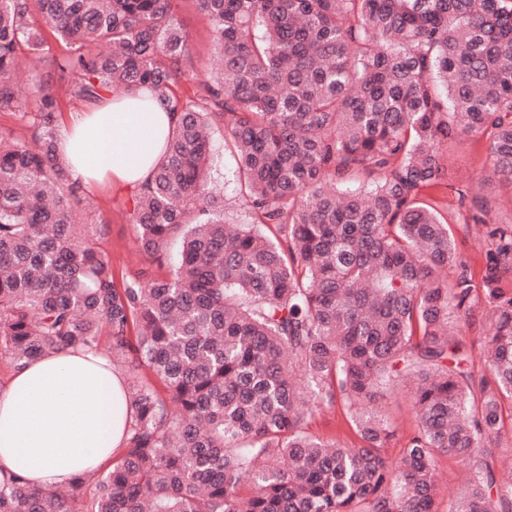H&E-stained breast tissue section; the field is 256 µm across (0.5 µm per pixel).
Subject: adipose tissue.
<instances>
[{"instance_id":"1","label":"adipose tissue","mask_w":512,"mask_h":512,"mask_svg":"<svg viewBox=\"0 0 512 512\" xmlns=\"http://www.w3.org/2000/svg\"><path fill=\"white\" fill-rule=\"evenodd\" d=\"M173 126L160 103L117 92L61 126L58 156L71 182L135 193L150 180ZM124 382L105 354L82 348L15 367L0 382V469L48 487L103 467L134 414Z\"/></svg>"}]
</instances>
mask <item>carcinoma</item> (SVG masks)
<instances>
[{
	"instance_id": "obj_1",
	"label": "carcinoma",
	"mask_w": 512,
	"mask_h": 512,
	"mask_svg": "<svg viewBox=\"0 0 512 512\" xmlns=\"http://www.w3.org/2000/svg\"><path fill=\"white\" fill-rule=\"evenodd\" d=\"M175 2L0 0V111L33 130L28 144L0 129V362L102 348L134 408L110 469L66 488L13 474L0 512H440L442 454L468 470L446 512H512L489 462L512 420V225L488 231L477 284L422 197L443 146L473 133L512 185V0H194L218 68L188 97ZM44 24L73 48L53 59L71 98L147 90L174 114L132 211L145 256L180 240L166 276L116 281L78 225L58 96L15 82ZM219 121L248 197L235 230L212 178ZM460 206L484 224L493 201ZM480 303L477 378L448 321ZM401 385L417 424L393 463L385 404ZM338 400L357 446L305 431Z\"/></svg>"
}]
</instances>
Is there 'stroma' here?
<instances>
[{"label": "stroma", "instance_id": "stroma-1", "mask_svg": "<svg viewBox=\"0 0 512 512\" xmlns=\"http://www.w3.org/2000/svg\"><path fill=\"white\" fill-rule=\"evenodd\" d=\"M177 15L188 36L190 53L181 67L187 78L178 88L180 94L190 95L196 89L195 75L204 73L214 54L210 26L198 12L193 0H177ZM215 147L222 157L220 171L224 177L225 217L228 223L241 224L247 219V200L233 175L235 157L230 141L222 131L214 133ZM444 175L439 185L426 189V196L446 204L450 211H457L460 194H487L495 199L491 213L494 222H512V189L498 181L489 179L488 141L481 136H464L448 144L443 152ZM81 222L87 230L96 234L100 251L109 260L116 279L133 277L138 272L147 276L165 275L179 248L178 241H170L163 250L161 261L142 257L138 252L137 229L130 221L132 196L121 190L85 188ZM453 238L458 252L467 262L474 278H481L485 266L489 242L486 228L481 224L457 219L452 226ZM387 412L393 421L396 435L387 455L397 459L401 448L413 434L416 415L407 387H399L386 403ZM310 434L337 443L354 446L358 437L350 422L349 414L342 403H335L312 417L307 425Z\"/></svg>", "mask_w": 512, "mask_h": 512}]
</instances>
